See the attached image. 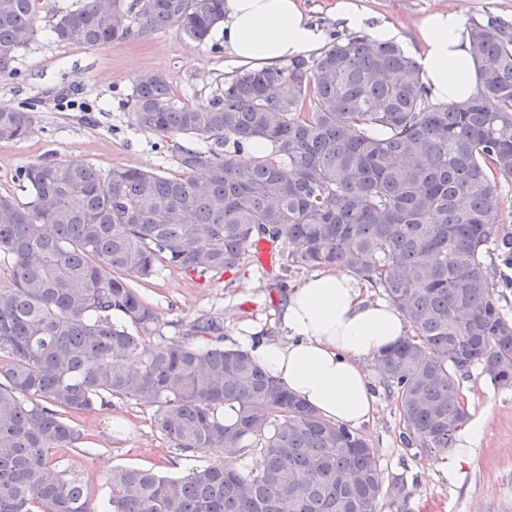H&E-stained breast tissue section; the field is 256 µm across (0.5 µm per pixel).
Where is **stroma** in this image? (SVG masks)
Returning a JSON list of instances; mask_svg holds the SVG:
<instances>
[{
	"label": "stroma",
	"instance_id": "obj_1",
	"mask_svg": "<svg viewBox=\"0 0 512 512\" xmlns=\"http://www.w3.org/2000/svg\"><path fill=\"white\" fill-rule=\"evenodd\" d=\"M361 2L372 15L409 32L436 9L461 10L471 21L495 17L512 23V0ZM42 3L33 38L16 63L17 78H0V107L30 104L35 109L27 138L0 143V194L29 202L31 193L19 181V169L51 159H80L104 172L126 167L181 176L177 149L196 147V140L181 136L177 148L159 146L157 136L131 126L123 103L146 70L165 74L178 103L195 108L212 103L223 93L225 80L238 70L222 49L220 33H212L199 45L163 30L101 49L79 48L58 43L53 27L82 0ZM500 189L501 233L488 246L486 260L494 274L495 298L512 317V182ZM279 249V243H272L267 260H252L231 277L200 278L165 269L141 285L140 292L158 311L167 337L177 335L202 313L220 318L228 339L247 320L262 322L268 335L275 336L289 289L307 274L303 268L282 271ZM367 371L377 412L358 432L376 448L384 483L402 482L409 512H512V387H493L477 368L461 379L470 417L483 422L484 433L473 460L459 465L453 452L424 448L408 437L375 364H368ZM153 414L151 406L116 397L109 406L72 416L79 440L71 447L52 449L51 455L60 469L84 481L91 505L105 496L106 479L116 466L185 477L224 459L248 472L261 455L253 442L228 459L219 449L180 448L156 431ZM116 419L122 420V428L113 427Z\"/></svg>",
	"mask_w": 512,
	"mask_h": 512
}]
</instances>
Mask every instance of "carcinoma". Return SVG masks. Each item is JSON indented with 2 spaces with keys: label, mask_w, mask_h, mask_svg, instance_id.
I'll use <instances>...</instances> for the list:
<instances>
[{
  "label": "carcinoma",
  "mask_w": 512,
  "mask_h": 512,
  "mask_svg": "<svg viewBox=\"0 0 512 512\" xmlns=\"http://www.w3.org/2000/svg\"><path fill=\"white\" fill-rule=\"evenodd\" d=\"M40 0H0V76L15 78ZM224 0H83L57 41L99 48L172 31L203 43ZM482 76L459 103L430 99L417 61L392 43L335 38L317 57L243 70L207 110L179 105L160 72L127 98L133 124L178 148L186 176L77 159L31 163L26 205L0 196V512H377L385 488L369 442L281 389L247 352L222 344L201 314L165 339L133 288L160 267L234 271L263 242L280 266H341L382 290L411 333L375 360L409 437L446 451L469 417L459 377L473 367L512 387V322L482 260L499 236L498 183L512 181V27L470 28ZM35 117L0 110V141ZM255 141L266 151L244 165ZM207 157H202V153ZM206 164L202 180L191 172ZM157 336L160 341L147 343ZM120 396L155 407L178 447L260 442L258 473L220 463L184 478L117 467L98 507L53 448L78 432L68 416ZM238 406L224 424L221 409Z\"/></svg>",
  "instance_id": "obj_1"
}]
</instances>
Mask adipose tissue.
Listing matches in <instances>:
<instances>
[{
	"instance_id": "ef3b65f1",
	"label": "adipose tissue",
	"mask_w": 512,
	"mask_h": 512,
	"mask_svg": "<svg viewBox=\"0 0 512 512\" xmlns=\"http://www.w3.org/2000/svg\"><path fill=\"white\" fill-rule=\"evenodd\" d=\"M332 14L343 28L418 51L421 80L432 100L461 102L478 93L481 80L468 53L470 27L461 11L426 15L412 37L393 22L372 21L358 0H335ZM220 28L224 50L235 61L267 68L320 54L327 40L299 0H224ZM279 326L282 335L274 338L261 323L241 325L235 345L323 418L350 427L371 420L376 397L365 364L406 333L394 306L371 298L368 284L347 270L324 268L289 292Z\"/></svg>"
}]
</instances>
